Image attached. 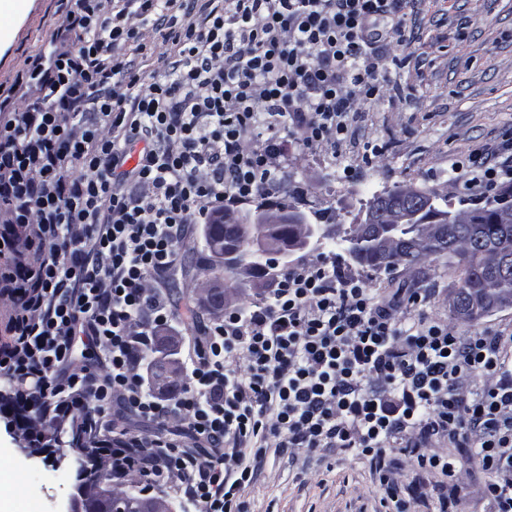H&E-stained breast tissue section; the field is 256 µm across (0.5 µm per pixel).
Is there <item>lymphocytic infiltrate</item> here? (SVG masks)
I'll return each instance as SVG.
<instances>
[{
    "instance_id": "obj_1",
    "label": "lymphocytic infiltrate",
    "mask_w": 512,
    "mask_h": 512,
    "mask_svg": "<svg viewBox=\"0 0 512 512\" xmlns=\"http://www.w3.org/2000/svg\"><path fill=\"white\" fill-rule=\"evenodd\" d=\"M62 2L50 52L0 80V432L187 512H249L299 449L367 461L386 512H412L390 452L452 480L467 445L476 494L512 512V333L460 337L426 314L434 289L387 295L329 254L268 268L187 338L169 288L191 225L285 207L290 141L339 149L390 96L377 24L409 0ZM146 28L158 76L133 62ZM455 167L500 197L512 135Z\"/></svg>"
}]
</instances>
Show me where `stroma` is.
<instances>
[{
  "label": "stroma",
  "mask_w": 512,
  "mask_h": 512,
  "mask_svg": "<svg viewBox=\"0 0 512 512\" xmlns=\"http://www.w3.org/2000/svg\"><path fill=\"white\" fill-rule=\"evenodd\" d=\"M405 33L388 31L384 78L394 85L393 101L372 112H354L355 138L338 153L292 143L288 172L304 190L289 209L308 223L349 228L358 223L372 194L401 185L415 186L449 210H474L466 199L454 163L463 156L496 146L512 132V0H411ZM63 21L58 0H24L23 18H0L10 37H0V75L15 74L27 56L47 46ZM384 144V155L361 157L366 139ZM358 174L347 180L343 170ZM372 287L390 294L399 288H432L429 311L447 319L459 334L512 330V308H501L476 320L457 317L450 296L460 270L441 261L417 267L398 266L391 274L361 270ZM465 484L454 489V512H490L473 492L488 475L470 456L459 455ZM25 493L15 512H57L77 483L76 468L49 471L46 464L0 436V495L14 484ZM380 493L369 466L351 456L327 454L304 462L271 459L248 500L252 512H378Z\"/></svg>",
  "instance_id": "obj_1"
}]
</instances>
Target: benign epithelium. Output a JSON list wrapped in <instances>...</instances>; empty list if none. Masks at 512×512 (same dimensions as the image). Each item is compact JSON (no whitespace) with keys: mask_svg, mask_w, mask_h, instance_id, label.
Returning a JSON list of instances; mask_svg holds the SVG:
<instances>
[{"mask_svg":"<svg viewBox=\"0 0 512 512\" xmlns=\"http://www.w3.org/2000/svg\"><path fill=\"white\" fill-rule=\"evenodd\" d=\"M431 204L432 199L428 194L412 185L386 190L368 202L365 218L353 225L351 237L361 242L375 243L388 251H395L398 249V239L392 235L391 229L401 224H419L422 229V242L440 248L449 240L446 229L441 224L421 219ZM255 223L267 229H275L282 224H302L304 217L294 211L286 215L281 212H266L258 215ZM465 237L470 252L489 257L493 279L512 277V257L509 256V248L494 238H488L479 228L469 229ZM235 255L236 252L233 250L224 255L227 259L224 263L225 271L233 273L235 280L240 284L251 281L244 264L230 261ZM489 304L495 308L512 307V291L498 286L477 296L454 295L451 298L452 310L457 316L465 319L476 315Z\"/></svg>","mask_w":512,"mask_h":512,"instance_id":"benign-epithelium-1","label":"benign epithelium"}]
</instances>
